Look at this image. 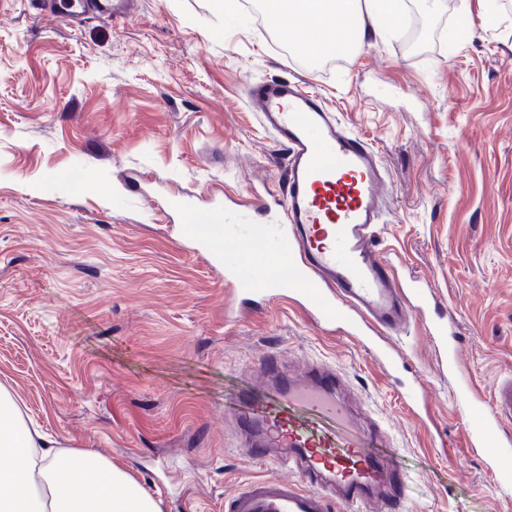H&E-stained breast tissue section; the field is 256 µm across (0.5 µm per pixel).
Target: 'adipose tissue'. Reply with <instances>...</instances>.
I'll return each mask as SVG.
<instances>
[{"label": "adipose tissue", "mask_w": 512, "mask_h": 512, "mask_svg": "<svg viewBox=\"0 0 512 512\" xmlns=\"http://www.w3.org/2000/svg\"><path fill=\"white\" fill-rule=\"evenodd\" d=\"M266 22L289 38L305 35L307 56L350 52L366 39L394 31L403 0H267ZM0 512H162L127 472L94 449L60 450L27 423L0 387Z\"/></svg>", "instance_id": "1"}]
</instances>
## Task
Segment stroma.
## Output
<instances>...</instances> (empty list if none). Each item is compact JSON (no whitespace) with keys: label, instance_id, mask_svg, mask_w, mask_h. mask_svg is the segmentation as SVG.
<instances>
[{"label":"stroma","instance_id":"35a3bbf8","mask_svg":"<svg viewBox=\"0 0 512 512\" xmlns=\"http://www.w3.org/2000/svg\"><path fill=\"white\" fill-rule=\"evenodd\" d=\"M240 8L228 28L212 0H139L74 28L0 0V384L163 512H217L278 472L224 421L242 390L264 392L251 364L320 359L387 428L402 512H512L465 446L424 324L395 337L389 368L292 304L227 321L222 272L182 232L212 206L261 222L250 192L281 194L285 151L246 90L295 78L378 152L392 211L377 248L435 290L466 375L492 395L512 378V0H438L422 52L398 32L328 68Z\"/></svg>","mask_w":512,"mask_h":512}]
</instances>
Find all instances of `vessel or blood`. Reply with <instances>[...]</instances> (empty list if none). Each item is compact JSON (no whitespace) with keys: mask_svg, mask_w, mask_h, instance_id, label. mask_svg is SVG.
Instances as JSON below:
<instances>
[{"mask_svg":"<svg viewBox=\"0 0 512 512\" xmlns=\"http://www.w3.org/2000/svg\"><path fill=\"white\" fill-rule=\"evenodd\" d=\"M135 0H36L43 13L79 24L94 16L128 15ZM247 98L262 124L286 152L287 186L268 223L225 235L209 223L186 230L223 267L224 281L239 300L260 295L270 303L303 308L322 328H342L386 364L388 343L410 316L425 318L438 370L456 379L453 404L466 418L469 450L494 447L492 474L512 488V379L497 386L492 405L463 377L460 330L453 318H431L438 298L415 279H400L391 259L375 249L376 225L390 211L385 169L372 147L351 133L322 99L283 77L249 84ZM237 260L224 261L226 251ZM273 251L276 272L261 258ZM269 400L244 395L232 417L242 446L253 457L277 460L292 477L250 483L224 504V512H357L376 504L398 512L406 475L379 455L357 428L344 399V377L316 363L301 375L279 358L258 365Z\"/></svg>","mask_w":512,"mask_h":512,"instance_id":"1","label":"vessel or blood"}]
</instances>
